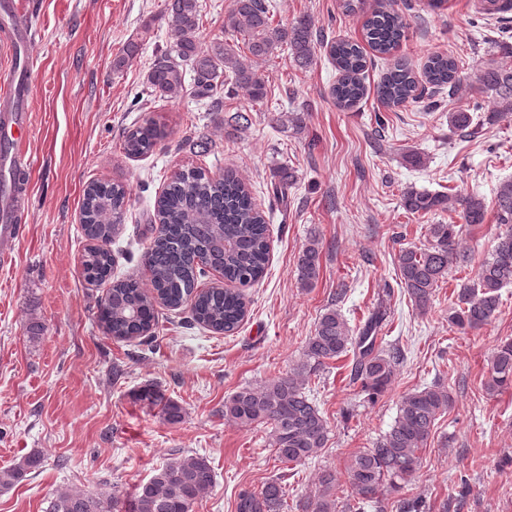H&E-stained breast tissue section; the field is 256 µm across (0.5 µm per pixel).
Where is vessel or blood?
Returning <instances> with one entry per match:
<instances>
[{"mask_svg": "<svg viewBox=\"0 0 512 512\" xmlns=\"http://www.w3.org/2000/svg\"><path fill=\"white\" fill-rule=\"evenodd\" d=\"M9 18V51L35 39L37 31L32 18L20 0H0V19ZM32 93V83L26 75H19L16 84L0 93V162L9 164L17 172L27 171L29 159L23 149L28 135L27 115L24 105ZM29 203V195L19 192L0 201V259H11L20 237V227L15 219L18 212Z\"/></svg>", "mask_w": 512, "mask_h": 512, "instance_id": "b4317fda", "label": "vessel or blood"}]
</instances>
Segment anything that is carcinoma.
I'll return each mask as SVG.
<instances>
[{
	"label": "carcinoma",
	"mask_w": 512,
	"mask_h": 512,
	"mask_svg": "<svg viewBox=\"0 0 512 512\" xmlns=\"http://www.w3.org/2000/svg\"><path fill=\"white\" fill-rule=\"evenodd\" d=\"M271 9L272 0H233L224 19V32L241 42L231 44L216 38L203 48L196 39L199 0H165L164 17L172 43L148 72L150 93L175 101L188 92L210 112L224 111L226 89L249 103L259 102L267 97V82L258 73V65L283 47L300 69L310 68L318 54L326 51L338 72L331 95L342 109L352 108L371 92L390 109L420 100L427 84L437 89L456 87L458 65L453 57L432 53L417 72L410 61L395 56L409 29L405 15L397 9V0H379L377 7L365 13L364 46L346 39L325 41L308 16L275 25ZM367 47L378 55L393 57L373 88L364 82ZM140 50L137 41H129L123 53L113 59L112 71L132 65ZM186 67L194 74L189 89L185 86ZM473 83L488 95L491 111L478 120L469 112L448 115L450 126L469 137L512 115V69L486 63L473 74ZM274 121L297 134L305 129L299 112H279ZM166 136L165 128L148 118L126 132L124 152L133 158L144 156ZM274 177L281 197H288V189L296 181L295 172L282 166ZM128 201L125 185L94 180L84 189L81 203V225L88 241L84 278L90 284L112 282L99 304V321L107 334L117 340L153 337L158 304L173 310L188 304L194 323L214 332L235 330L248 312L246 289L262 278L269 258L266 217L236 171L227 168L223 179L216 180L204 168L193 167L171 177L154 204V223L162 225V230L145 255L151 273L149 287L132 276L112 279L114 260L108 245L120 230ZM401 205L412 215L440 211L458 219L456 224L427 225L428 245L402 248L397 255L401 287L415 309L425 314L438 283L452 267L469 261L462 245L463 228L485 223L488 206L476 195L413 187L402 192ZM494 211L496 223L507 230L497 236L491 253L479 263L475 279L461 285L456 303L449 308L448 322L459 331L490 323L498 313L500 290L512 284V181L500 184ZM320 255V239L314 234L297 261L301 287L311 288L318 281ZM201 257L222 265L224 280L233 287H199V279L207 272L198 263ZM387 318V308L380 304L355 331L338 309H326L314 333L305 340L302 359L288 374L242 387L224 398V419L242 428L268 425L269 447L284 464L300 465L313 458L326 446L329 427L308 393L311 376L326 362L350 354L353 382L374 397L387 392L401 363L398 348L377 342ZM483 387L491 395L512 387V340L502 342L489 357ZM135 399L160 408L169 424L183 419V407L166 398L154 384L141 388ZM452 403L451 393L439 383L402 395L390 429L374 447L351 455L340 474L322 472L314 495L298 504L301 512H336L339 477L359 496L358 512L377 495L404 488L422 466V454L438 417ZM41 463L39 455L31 454L0 470V487L11 488ZM213 482L214 471L206 457L181 456L155 469L148 481L125 498L61 490L49 501L48 512H193ZM285 495L280 477L258 489L243 488L237 495L236 512H283Z\"/></svg>",
	"instance_id": "1"
}]
</instances>
